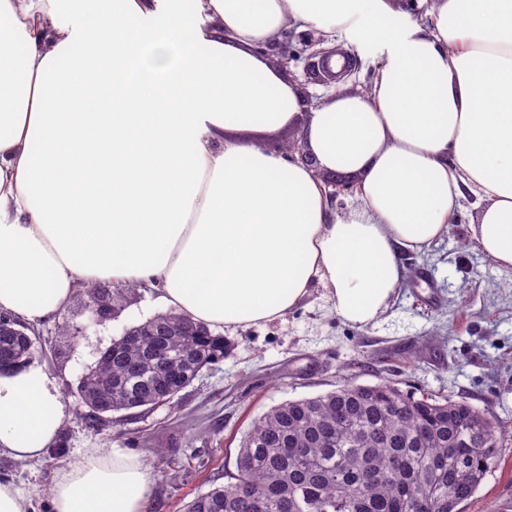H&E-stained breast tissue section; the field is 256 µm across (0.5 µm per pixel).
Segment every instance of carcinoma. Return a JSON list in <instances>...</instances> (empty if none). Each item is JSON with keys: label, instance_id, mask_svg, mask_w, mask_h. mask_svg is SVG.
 Listing matches in <instances>:
<instances>
[{"label": "carcinoma", "instance_id": "obj_1", "mask_svg": "<svg viewBox=\"0 0 512 512\" xmlns=\"http://www.w3.org/2000/svg\"><path fill=\"white\" fill-rule=\"evenodd\" d=\"M133 288L110 290L112 314ZM112 341L79 384L102 415L169 404L223 354L222 338L160 313ZM0 324V357L30 361L28 339ZM502 426L463 400L416 398L389 383L344 384L289 400L256 418L237 456L235 482L196 494L183 512H457L501 457Z\"/></svg>", "mask_w": 512, "mask_h": 512}]
</instances>
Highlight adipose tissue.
Segmentation results:
<instances>
[{
	"label": "adipose tissue",
	"instance_id": "obj_1",
	"mask_svg": "<svg viewBox=\"0 0 512 512\" xmlns=\"http://www.w3.org/2000/svg\"><path fill=\"white\" fill-rule=\"evenodd\" d=\"M290 25L373 64L369 90L309 104L258 53ZM298 126L307 159L257 141ZM334 174L358 178L342 215ZM469 195L483 257L512 272V0H0V315L136 284L241 329L319 284L366 326ZM68 416L41 366L0 374V457L40 459ZM153 482L90 450L56 470L52 510L146 512Z\"/></svg>",
	"mask_w": 512,
	"mask_h": 512
}]
</instances>
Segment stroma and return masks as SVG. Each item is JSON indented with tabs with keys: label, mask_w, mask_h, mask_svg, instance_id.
<instances>
[{
	"label": "stroma",
	"mask_w": 512,
	"mask_h": 512,
	"mask_svg": "<svg viewBox=\"0 0 512 512\" xmlns=\"http://www.w3.org/2000/svg\"><path fill=\"white\" fill-rule=\"evenodd\" d=\"M337 48L320 31L288 33L291 69L313 103L340 85L362 91L371 84V65L356 57L335 81L314 70L319 56ZM476 213V199H468L445 236L424 253L404 255L407 273L376 323L343 321L330 311L322 287H314L284 319L214 328L224 339L223 359L204 368L172 404L102 420L80 408V377L126 329L163 307L140 288L115 317L94 323L88 297L78 291L62 314L26 328L33 362L68 404L62 435L39 462L1 458L0 473L30 498L32 512H51L53 474L64 462L92 448L138 454L154 474L148 512H180L211 485L231 483L243 435L270 407L334 390L347 379L388 381L406 393L466 401L504 422L509 439L499 461L458 512H512V272L490 265L470 238Z\"/></svg>",
	"instance_id": "35a3bbf8"
}]
</instances>
